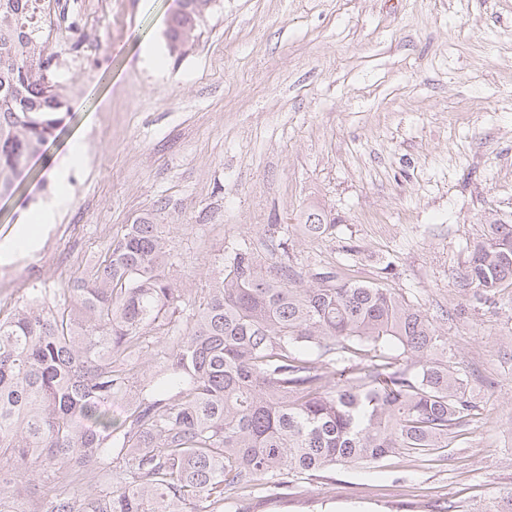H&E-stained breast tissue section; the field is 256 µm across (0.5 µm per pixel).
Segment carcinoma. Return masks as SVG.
Masks as SVG:
<instances>
[{"instance_id": "obj_1", "label": "carcinoma", "mask_w": 512, "mask_h": 512, "mask_svg": "<svg viewBox=\"0 0 512 512\" xmlns=\"http://www.w3.org/2000/svg\"><path fill=\"white\" fill-rule=\"evenodd\" d=\"M211 0H182L170 53L199 38ZM45 0H0V196H10L62 121ZM336 227L309 208L301 231ZM243 243L188 299L169 276L163 225L146 214L104 260L0 318V512L20 508L17 469H61L71 488L42 512H251L301 479L388 457L448 451L474 408L448 337L394 288L302 271L271 235ZM311 279L307 288L299 286ZM512 284V224L487 221L461 287ZM186 316V333L162 332ZM161 347L159 367L136 358ZM142 387L130 395L133 380ZM122 400L121 417L112 402ZM107 481L87 492L89 473ZM480 512H512V491Z\"/></svg>"}]
</instances>
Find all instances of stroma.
I'll return each instance as SVG.
<instances>
[{
  "mask_svg": "<svg viewBox=\"0 0 512 512\" xmlns=\"http://www.w3.org/2000/svg\"><path fill=\"white\" fill-rule=\"evenodd\" d=\"M175 7L51 0L46 53L71 113L0 198V242L33 211L54 218L0 264V308L64 287L145 213L191 296L215 260L276 235L294 265L340 267L426 310L475 408L434 460L340 469L252 512H475L512 490V285L481 300L460 285L486 219L512 224V0H211L178 58ZM312 205L336 218L314 240L300 232Z\"/></svg>",
  "mask_w": 512,
  "mask_h": 512,
  "instance_id": "1",
  "label": "stroma"
}]
</instances>
